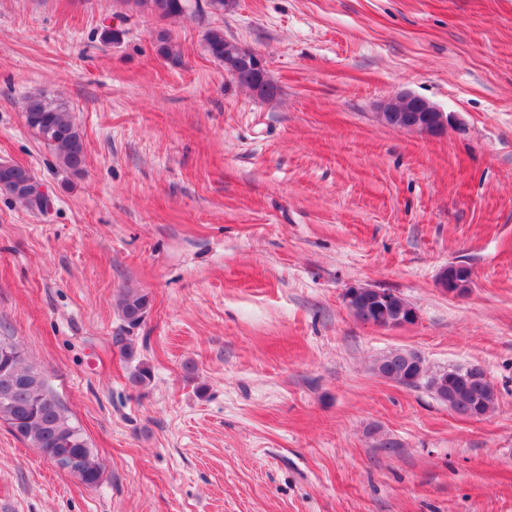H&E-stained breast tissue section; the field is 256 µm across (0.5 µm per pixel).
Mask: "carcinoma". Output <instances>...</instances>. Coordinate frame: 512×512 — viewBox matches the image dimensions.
Segmentation results:
<instances>
[{
	"label": "carcinoma",
	"mask_w": 512,
	"mask_h": 512,
	"mask_svg": "<svg viewBox=\"0 0 512 512\" xmlns=\"http://www.w3.org/2000/svg\"><path fill=\"white\" fill-rule=\"evenodd\" d=\"M124 10L151 17L155 21L152 39L164 57L174 56L172 33L166 21L179 18L201 5L196 0H118ZM224 31L213 28L205 35V49L224 65L231 78L251 90L252 83L265 77L267 71L254 69L253 51L240 44L229 45ZM22 112L25 124L52 152L56 165L73 174L81 175L86 168L84 134L69 105L44 92L31 93L24 98ZM41 186L33 172L21 165L0 163V191H4L32 211H43L42 196L28 197L16 191L20 183ZM446 291L461 294L472 283V270L461 264L450 263L440 274ZM352 314L364 323L393 322L416 318L415 308L403 297L390 294L389 300L378 298L369 288H361L346 301ZM150 309L148 296L134 288L122 292L118 310L129 329L139 327ZM376 369L383 377L401 385L417 387L425 384L436 397L448 404L457 415L480 419L496 406L497 394L485 370L473 365L427 374L421 356L414 351H391L376 361ZM0 421L32 447L52 461L61 454L76 459L79 482L95 488L101 481V467L81 427L76 424L61 400L47 383L39 369L26 363L18 345L0 336Z\"/></svg>",
	"instance_id": "cac0c4a2"
}]
</instances>
